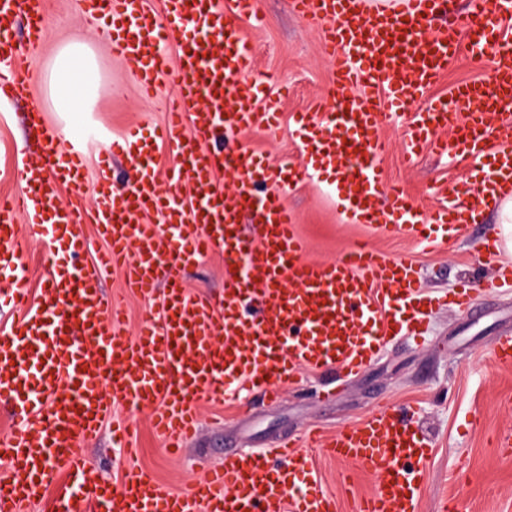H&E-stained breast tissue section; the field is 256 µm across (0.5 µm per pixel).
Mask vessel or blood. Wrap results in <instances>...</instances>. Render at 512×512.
<instances>
[{
  "label": "vessel or blood",
  "mask_w": 512,
  "mask_h": 512,
  "mask_svg": "<svg viewBox=\"0 0 512 512\" xmlns=\"http://www.w3.org/2000/svg\"><path fill=\"white\" fill-rule=\"evenodd\" d=\"M254 2L167 0L159 16L144 0H91L90 20L111 19L112 53L144 92L156 94L166 77L175 94L158 141L131 129L113 142V151L138 159L139 175L119 184L100 173L93 206L84 202L81 153L57 148L52 126L43 130L48 150L22 161L24 193L0 198V294L9 293L21 313L16 328L0 334V404L12 423L0 434V512L44 501L51 512H336L312 470L315 451L375 475L374 491L356 512H416L414 466L426 461L429 440L384 410L329 438L312 434L302 445L280 446L271 458L225 452L223 465L184 492L134 468L107 486L82 453L110 418L112 401L149 407L154 427L179 451L197 434L199 402H223L235 387L266 389L304 369L358 375L389 336L421 324L435 300L424 294L413 262L365 243L333 262L303 258L284 201L303 177L332 171L350 221L420 239L443 224L461 235L490 195L512 196V0H471L462 29L436 26L442 0H392L383 9L367 0H289L295 16L321 31L334 106L295 113L298 160L276 167L236 145L209 147L226 134L278 122L280 103L260 98L253 45L236 23L253 16ZM41 13V0H0L1 101L24 84L13 63L17 18L25 16L34 43ZM179 33L187 39L173 61L166 47ZM465 45L490 60L489 79L458 85L416 112L407 136L411 150L454 151L478 167L425 212L405 194L386 192L380 109L386 99L400 108L420 101ZM447 128L449 141L438 136ZM161 141L177 158L164 170L156 158ZM226 169L237 176L229 191L216 180ZM168 182L190 187V201L165 190ZM63 185L72 198L61 206ZM252 211L261 227L254 239L241 228ZM21 214L30 219L23 229ZM85 224L107 245L89 262L80 259ZM26 237L68 256L35 298L21 275ZM215 254L226 267L217 302L181 283L187 263ZM110 266L124 267L129 287L141 294L168 287L136 337L121 333L119 308L99 290Z\"/></svg>",
  "instance_id": "obj_1"
}]
</instances>
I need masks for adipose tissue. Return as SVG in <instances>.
<instances>
[{
  "label": "adipose tissue",
  "mask_w": 512,
  "mask_h": 512,
  "mask_svg": "<svg viewBox=\"0 0 512 512\" xmlns=\"http://www.w3.org/2000/svg\"><path fill=\"white\" fill-rule=\"evenodd\" d=\"M48 82L53 108L65 123L66 137H78L101 86L96 57L89 45L75 40L63 46L50 65Z\"/></svg>",
  "instance_id": "obj_1"
}]
</instances>
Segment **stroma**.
Instances as JSON below:
<instances>
[{"mask_svg":"<svg viewBox=\"0 0 512 512\" xmlns=\"http://www.w3.org/2000/svg\"><path fill=\"white\" fill-rule=\"evenodd\" d=\"M87 8V0H45L39 42L21 41L14 48L15 65L28 81L12 102L0 104V196L23 190L18 164L43 146L40 126L29 120L31 109L41 108L53 125L61 123L44 71L57 50L73 40H83L92 48L101 74L100 93L78 144L86 155V202L95 198L106 142L122 138L133 125L140 127L144 138H154L166 118L165 96L150 97L141 90L127 65L113 57L110 38L87 24ZM256 9L259 25L240 22L255 49L254 73L275 78L274 83L263 85L262 94L277 93L284 86L288 97L277 134L250 130L239 134L236 142L274 164L298 156L293 115L326 91L333 73L321 52L318 29L296 18L288 0H257ZM489 76L487 61L461 50L426 98L448 97L457 84ZM383 112V134L388 140L381 160L383 180L404 189L418 208L426 210L440 202L445 188L475 169L473 160L440 157L428 149L408 157L406 112L388 105ZM286 201L296 213L306 259L331 262L354 242L366 239L390 258L414 261L425 291L440 294L463 284L482 287L494 272L493 263L484 258V243L497 219L493 203L483 205L480 221L470 224L465 234L440 238L431 245L405 233H382L366 224L347 222L335 190L322 177L300 182ZM184 282L191 292L219 299L223 258L214 255L187 266ZM509 336L512 285L480 297L472 308L434 311L420 340L392 337L359 376L307 370L302 383L284 387L275 402L253 390L221 404L201 403L199 437L181 456L166 453L163 437L150 426L149 408L125 403L114 404L112 414L115 420L128 423L133 455L113 447L108 425L88 444L86 454L109 483H117L122 471L135 465L173 490L184 491L218 466L225 451L267 449L277 441L298 437L310 426L330 433L363 420L385 404L424 430L430 440L431 453L420 467L417 512H439L446 498L462 500L465 512H512V455L495 445L498 434L512 427V370L499 369L492 358L494 343ZM313 463L321 488L335 496L338 512H354L355 502L375 485L374 475L362 468L343 472L340 463L318 453Z\"/></svg>","mask_w":512,"mask_h":512,"instance_id":"obj_1","label":"stroma"}]
</instances>
